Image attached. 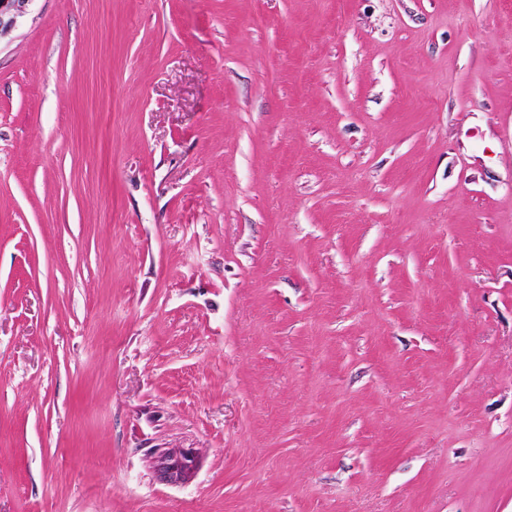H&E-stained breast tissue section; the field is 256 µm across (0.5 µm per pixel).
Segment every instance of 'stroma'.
Wrapping results in <instances>:
<instances>
[{
	"label": "stroma",
	"mask_w": 512,
	"mask_h": 512,
	"mask_svg": "<svg viewBox=\"0 0 512 512\" xmlns=\"http://www.w3.org/2000/svg\"><path fill=\"white\" fill-rule=\"evenodd\" d=\"M0 512H512V0H33ZM155 467L159 477L173 485L189 482L196 469L192 451L180 448L158 449L154 453Z\"/></svg>",
	"instance_id": "stroma-1"
}]
</instances>
